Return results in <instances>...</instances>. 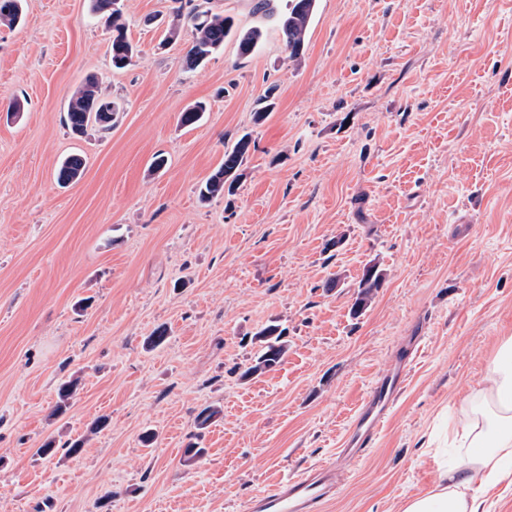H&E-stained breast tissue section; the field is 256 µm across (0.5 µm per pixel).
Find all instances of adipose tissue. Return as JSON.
Instances as JSON below:
<instances>
[{"instance_id": "ef3b65f1", "label": "adipose tissue", "mask_w": 512, "mask_h": 512, "mask_svg": "<svg viewBox=\"0 0 512 512\" xmlns=\"http://www.w3.org/2000/svg\"><path fill=\"white\" fill-rule=\"evenodd\" d=\"M451 443L462 451L461 464L441 465L433 488L407 498L403 512H491L481 487L512 477V336L500 340Z\"/></svg>"}]
</instances>
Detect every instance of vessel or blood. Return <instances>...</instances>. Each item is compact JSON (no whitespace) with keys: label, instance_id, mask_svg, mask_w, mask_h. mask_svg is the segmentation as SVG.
Segmentation results:
<instances>
[{"label":"vessel or blood","instance_id":"vessel-or-blood-1","mask_svg":"<svg viewBox=\"0 0 512 512\" xmlns=\"http://www.w3.org/2000/svg\"><path fill=\"white\" fill-rule=\"evenodd\" d=\"M416 355V346H408L392 371L371 387L354 416L346 446L341 451L344 460L360 459L373 448L391 407L406 384L408 369ZM341 479V471L332 465L306 469L269 491L253 496L248 512H324Z\"/></svg>","mask_w":512,"mask_h":512}]
</instances>
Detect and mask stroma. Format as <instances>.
<instances>
[{"label":"stroma","mask_w":512,"mask_h":512,"mask_svg":"<svg viewBox=\"0 0 512 512\" xmlns=\"http://www.w3.org/2000/svg\"><path fill=\"white\" fill-rule=\"evenodd\" d=\"M194 2L265 29L257 53L231 36L187 68L189 32L166 39L174 0H122L137 51L123 70L90 0H24L0 22V512H245L340 462L361 401L416 336L405 390L326 510L400 512L456 460L442 438L512 336V0H318L295 58L251 0ZM91 74L121 110L75 137L64 116ZM198 100L203 121L181 125ZM246 133L234 206L201 203ZM73 153L84 175L59 186ZM370 262L386 280L356 317ZM273 321L286 355L242 379ZM208 406L221 415L197 433ZM195 433L205 453L189 462ZM49 439L83 449L37 458Z\"/></svg>","instance_id":"stroma-1"}]
</instances>
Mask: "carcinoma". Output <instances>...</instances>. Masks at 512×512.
Here are the masks:
<instances>
[{
    "mask_svg": "<svg viewBox=\"0 0 512 512\" xmlns=\"http://www.w3.org/2000/svg\"><path fill=\"white\" fill-rule=\"evenodd\" d=\"M91 11L99 16L106 17L112 28V41L110 53L115 68L123 69L133 63V47L127 39L125 25L122 22V11L109 8L112 0H90ZM284 9L274 14L275 30L289 52V57L301 55L304 49L306 31L310 25L316 9L317 0H284ZM21 10V0H0V21L15 22ZM191 23V48L186 63L197 66L205 61L215 51L224 46V40L231 34L235 35L239 55L248 57L257 49L263 40L264 31L260 27L246 30H233L230 18L219 14H211L193 7L189 11ZM97 81L93 77L86 78L81 89L78 90L66 113L67 127L75 134H81L90 125L89 113L104 106H112L110 115L119 112V106L101 98L97 91ZM276 106L275 88L267 90L262 98L261 107L254 112V123H263L273 112ZM206 112V106L195 103L186 108L179 115V122L183 126L198 124ZM251 146V135L243 134L235 144L224 150V161L200 186L201 200L208 201L215 197H232L236 195L242 178V167L247 159ZM85 160L76 154L65 157L57 170V182L69 185L79 181L85 171ZM385 279L384 270L377 263H368L363 267L358 284V292L353 304V314L362 313L371 302L374 293L382 287ZM258 343V350L254 364L247 367L242 377L249 378L276 367L287 352L288 340L285 330L278 324H268L254 335ZM78 381L73 379L64 382L58 388V401L54 414L63 415L70 406V399L76 392Z\"/></svg>",
    "mask_w": 512,
    "mask_h": 512,
    "instance_id": "1",
    "label": "carcinoma"
}]
</instances>
